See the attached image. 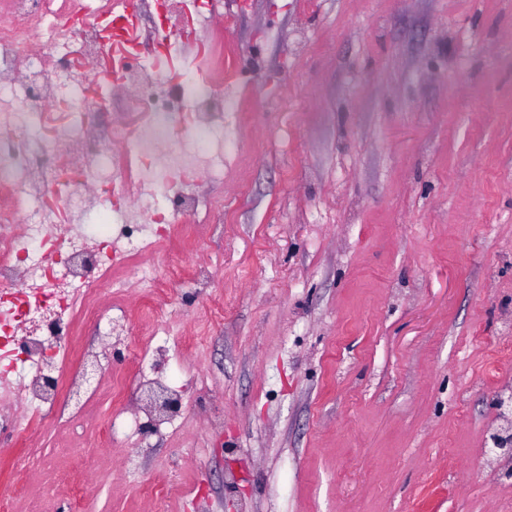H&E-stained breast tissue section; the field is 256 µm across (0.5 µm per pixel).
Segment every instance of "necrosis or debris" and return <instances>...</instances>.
<instances>
[{
	"label": "necrosis or debris",
	"mask_w": 512,
	"mask_h": 512,
	"mask_svg": "<svg viewBox=\"0 0 512 512\" xmlns=\"http://www.w3.org/2000/svg\"><path fill=\"white\" fill-rule=\"evenodd\" d=\"M193 9L207 39L220 38L202 0H0V427L27 417L44 427L66 412L60 383L78 385L62 340L77 315L104 339L112 315L102 292L123 290L112 274L150 249L166 225L206 223L222 207L204 184L224 180V90L187 63L179 81L145 50L146 18L156 43L184 55L175 36ZM124 52L113 57L127 93L91 98L105 20ZM80 54L82 69L68 68ZM111 113L99 124L97 113Z\"/></svg>",
	"instance_id": "4bbe7bcc"
}]
</instances>
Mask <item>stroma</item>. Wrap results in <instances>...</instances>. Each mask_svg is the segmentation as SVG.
<instances>
[{
	"label": "stroma",
	"instance_id": "35a3bbf8",
	"mask_svg": "<svg viewBox=\"0 0 512 512\" xmlns=\"http://www.w3.org/2000/svg\"><path fill=\"white\" fill-rule=\"evenodd\" d=\"M224 206L119 269L112 392H67L75 512H512V0H226ZM181 256L218 286L171 277ZM153 267L164 325L141 306ZM161 353L147 366L144 345ZM176 389L168 430L106 437ZM0 440V490L29 445Z\"/></svg>",
	"mask_w": 512,
	"mask_h": 512
}]
</instances>
